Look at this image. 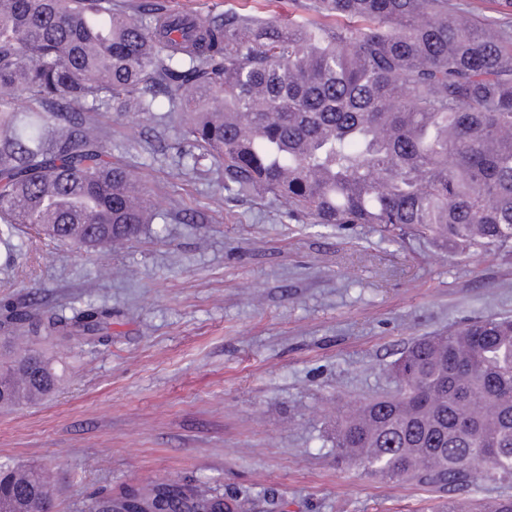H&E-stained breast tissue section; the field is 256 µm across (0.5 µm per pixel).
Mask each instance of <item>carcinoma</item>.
<instances>
[{
  "label": "carcinoma",
  "instance_id": "cac0c4a2",
  "mask_svg": "<svg viewBox=\"0 0 512 512\" xmlns=\"http://www.w3.org/2000/svg\"><path fill=\"white\" fill-rule=\"evenodd\" d=\"M496 17L463 0H290L282 20L227 9L198 26L150 0H0V244L18 224L103 250L160 214L135 205V170L112 160L101 112L157 111L178 96L181 166L224 167V192L282 202L306 224H376L455 248L512 247V0ZM106 306L71 314L0 305V410L55 393L44 341L102 343ZM394 397L336 422V457L447 500L442 512H512V319L414 342L391 365ZM107 512H241L185 485L130 487ZM45 472L0 462V512H44Z\"/></svg>",
  "mask_w": 512,
  "mask_h": 512
}]
</instances>
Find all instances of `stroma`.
I'll list each match as a JSON object with an SVG mask.
<instances>
[{"mask_svg":"<svg viewBox=\"0 0 512 512\" xmlns=\"http://www.w3.org/2000/svg\"><path fill=\"white\" fill-rule=\"evenodd\" d=\"M106 112L159 219L112 250L78 251L18 227L0 250V299L106 305L108 340L55 356L62 388L0 411V460L42 468L54 512H88L125 486L169 482L248 499L252 512H433L436 496L337 463V416L389 395L388 365L418 338L512 317V252L458 253L287 220L225 195L222 171L175 165L180 125Z\"/></svg>","mask_w":512,"mask_h":512,"instance_id":"obj_1","label":"stroma"}]
</instances>
